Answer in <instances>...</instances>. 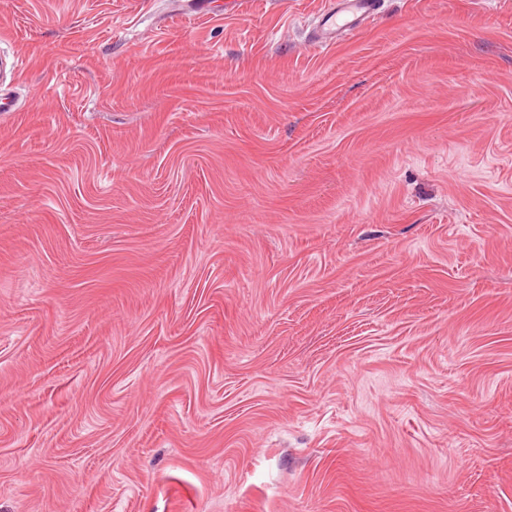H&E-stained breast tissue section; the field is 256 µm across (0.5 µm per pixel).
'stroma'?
<instances>
[{
	"label": "stroma",
	"mask_w": 512,
	"mask_h": 512,
	"mask_svg": "<svg viewBox=\"0 0 512 512\" xmlns=\"http://www.w3.org/2000/svg\"><path fill=\"white\" fill-rule=\"evenodd\" d=\"M0 0V512H512V0ZM378 10V0H332L318 19L312 40L319 47H329L337 41L361 32Z\"/></svg>",
	"instance_id": "stroma-1"
}]
</instances>
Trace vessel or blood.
Returning <instances> with one entry per match:
<instances>
[{
  "label": "vessel or blood",
  "mask_w": 512,
  "mask_h": 512,
  "mask_svg": "<svg viewBox=\"0 0 512 512\" xmlns=\"http://www.w3.org/2000/svg\"><path fill=\"white\" fill-rule=\"evenodd\" d=\"M378 10V0H329L316 24L312 40L322 47L361 32Z\"/></svg>",
  "instance_id": "vessel-or-blood-1"
}]
</instances>
